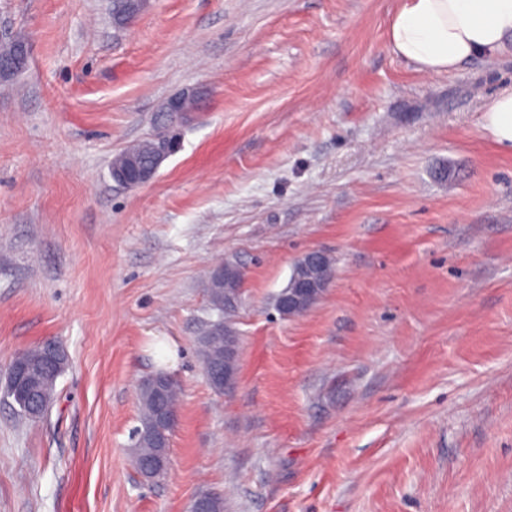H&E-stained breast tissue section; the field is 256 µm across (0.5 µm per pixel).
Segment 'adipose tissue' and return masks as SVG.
Instances as JSON below:
<instances>
[{"mask_svg": "<svg viewBox=\"0 0 512 512\" xmlns=\"http://www.w3.org/2000/svg\"><path fill=\"white\" fill-rule=\"evenodd\" d=\"M512 37V0H401L388 26L393 51L430 74L452 72ZM495 142L512 150V92L483 116Z\"/></svg>", "mask_w": 512, "mask_h": 512, "instance_id": "ef3b65f1", "label": "adipose tissue"}]
</instances>
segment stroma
<instances>
[{
  "instance_id": "obj_1",
  "label": "stroma",
  "mask_w": 512,
  "mask_h": 512,
  "mask_svg": "<svg viewBox=\"0 0 512 512\" xmlns=\"http://www.w3.org/2000/svg\"><path fill=\"white\" fill-rule=\"evenodd\" d=\"M400 0H0L30 47L0 81V512H512V151L483 127L512 40L432 75L387 37ZM197 112L152 181L113 159L174 93ZM321 249L304 315L274 299ZM243 272L231 391L197 338ZM47 417L5 394L46 340ZM180 391L171 467L133 461L141 381ZM238 269L239 268L235 263L226 259L224 261V266L222 265L219 268H217L215 271H213V273L210 276L209 283L214 287H218L222 283H224V279L233 277L236 274ZM242 278H243V275H239L236 278H234L233 280L226 281L224 283V292L210 291L209 294H212L218 302H220L221 304H224V294L225 293H227L228 291L236 292L235 288H240V290H241Z\"/></svg>"
}]
</instances>
